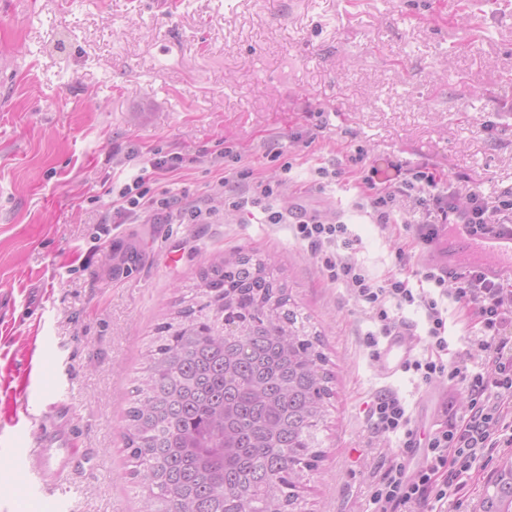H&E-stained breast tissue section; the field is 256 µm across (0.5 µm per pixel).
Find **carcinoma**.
<instances>
[{"mask_svg":"<svg viewBox=\"0 0 512 512\" xmlns=\"http://www.w3.org/2000/svg\"><path fill=\"white\" fill-rule=\"evenodd\" d=\"M159 326L126 412L140 512H302L333 395L321 333L270 258L240 250L198 274ZM482 512H512V464Z\"/></svg>","mask_w":512,"mask_h":512,"instance_id":"cac0c4a2","label":"carcinoma"}]
</instances>
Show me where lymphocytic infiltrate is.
<instances>
[{
  "label": "lymphocytic infiltrate",
  "instance_id": "1",
  "mask_svg": "<svg viewBox=\"0 0 512 512\" xmlns=\"http://www.w3.org/2000/svg\"><path fill=\"white\" fill-rule=\"evenodd\" d=\"M218 186L224 191L225 211L249 214L257 210L265 223L291 225L296 238L311 248L328 280L351 288L355 298L368 306L380 324V335H390L401 326L400 319L390 316L389 304L424 307L429 323L428 355L410 361L408 367L426 384L443 376L459 379L467 390V413L447 418L429 436L427 461L414 475H407L399 465L375 484L370 512H444L448 499L460 496L494 455L512 449V345L503 339L504 331L512 327V287L488 279L477 266L452 275L425 270L424 279L440 288L478 326L481 357L476 366L446 368L441 354L447 351L448 341L437 300L414 293L408 279L395 274L380 283L372 280L354 258L355 241L341 218L327 219L316 208L278 206L276 188L246 167L229 169ZM401 196L413 199L422 210L413 240L417 246H431L444 224H469L485 232L512 223V191L494 205L475 191L462 202L449 178L429 167L397 166L387 177L380 176L374 166L362 170L354 206L386 229L398 221L394 203ZM176 205L166 193H151L144 176L138 175L117 191L112 216L124 222L165 210L196 224L211 217L206 202L186 213L177 211ZM370 417L380 434L399 433L407 440L414 435L411 417L396 395L377 397Z\"/></svg>",
  "mask_w": 512,
  "mask_h": 512
}]
</instances>
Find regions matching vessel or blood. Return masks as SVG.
I'll return each instance as SVG.
<instances>
[{"label":"vessel or blood","instance_id":"b4317fda","mask_svg":"<svg viewBox=\"0 0 512 512\" xmlns=\"http://www.w3.org/2000/svg\"><path fill=\"white\" fill-rule=\"evenodd\" d=\"M425 257L427 264L447 272L469 261L479 266L487 276L508 281L512 279V230L477 234L470 225L452 224L439 234ZM414 346L413 336L405 331L398 330L388 336L378 356L383 375L389 377L403 369L411 357ZM45 403V398L41 397L34 402L24 403L20 411L29 422L25 439L30 449L31 467L38 471L44 480L55 482L62 480L65 466L63 463L53 462L51 456L44 453L41 447V410Z\"/></svg>","mask_w":512,"mask_h":512}]
</instances>
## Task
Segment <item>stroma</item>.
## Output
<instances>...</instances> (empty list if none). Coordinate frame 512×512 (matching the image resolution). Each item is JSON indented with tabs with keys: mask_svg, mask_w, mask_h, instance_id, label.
I'll list each match as a JSON object with an SVG mask.
<instances>
[{
	"mask_svg": "<svg viewBox=\"0 0 512 512\" xmlns=\"http://www.w3.org/2000/svg\"><path fill=\"white\" fill-rule=\"evenodd\" d=\"M1 52L17 69L0 78V440L12 448L0 512H139L124 425L143 356L199 270L242 247L275 256L333 374L308 512H364L375 478L402 461L399 438L367 420L377 394L412 413L432 388L465 414L460 381L382 377L369 311L288 225L225 213L219 197L208 224L162 212L107 232L100 219L111 187L156 152L184 162L151 174L152 193L190 207L222 177L228 145L278 183L279 206L344 213L358 263L384 279L406 238L354 208L353 158L433 167L491 203L512 189V0H0ZM319 110L329 124L315 141H292ZM320 167L340 176L319 192ZM127 243L138 256L117 264ZM424 264L413 249L403 267L445 310L451 366L477 329L419 276ZM40 393L71 410L73 469L57 487L22 462L15 410Z\"/></svg>",
	"mask_w": 512,
	"mask_h": 512,
	"instance_id": "obj_1",
	"label": "stroma"
}]
</instances>
